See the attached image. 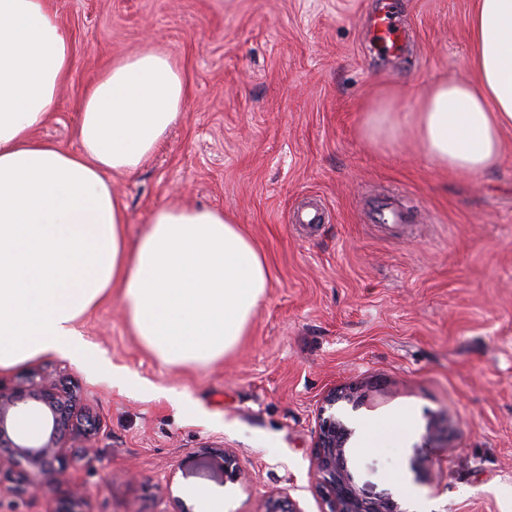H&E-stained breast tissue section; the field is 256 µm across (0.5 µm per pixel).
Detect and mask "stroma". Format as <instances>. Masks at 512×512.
Returning a JSON list of instances; mask_svg holds the SVG:
<instances>
[{"instance_id": "1", "label": "stroma", "mask_w": 512, "mask_h": 512, "mask_svg": "<svg viewBox=\"0 0 512 512\" xmlns=\"http://www.w3.org/2000/svg\"><path fill=\"white\" fill-rule=\"evenodd\" d=\"M393 3L405 42L391 53L367 34L380 0H56L74 64L37 137L78 149V103L100 71L168 54L187 84L179 116L141 170L112 177L128 233L167 202L222 209L264 253L270 286L217 365L160 364L115 301L80 324L107 370L52 354L1 372L5 388L35 372L75 385L101 434L38 488L0 471V512H56L77 485L87 512H200L197 487L223 490L222 512L277 491L324 512L311 453L335 387L358 390L335 410L363 493L402 512H512V131L477 178L438 172L406 130L370 137L379 87L395 89L394 115L469 75L472 0ZM382 196L408 204L401 231L369 222ZM311 198L330 221L291 223ZM125 371L135 384L115 380ZM399 415L404 430L366 448ZM435 419L451 421L450 445L428 440ZM206 445L233 450L250 482L225 481L219 458L198 457Z\"/></svg>"}]
</instances>
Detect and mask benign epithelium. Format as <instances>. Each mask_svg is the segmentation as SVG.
Masks as SVG:
<instances>
[{
	"mask_svg": "<svg viewBox=\"0 0 512 512\" xmlns=\"http://www.w3.org/2000/svg\"><path fill=\"white\" fill-rule=\"evenodd\" d=\"M356 392L333 390L324 398L317 422V441L313 450V470L320 477L322 494L329 507L327 512H402L390 496L368 497L353 484L347 469L346 447L351 430L331 412L340 401L352 402ZM19 414H37L44 420L45 433L39 440L18 434L11 426ZM101 431L95 421L83 424L77 411V394L70 388L58 386L45 377L34 376L15 386L0 387V470L15 469L24 480L49 472H61L66 467L65 451L69 443L84 441V450L91 448L93 437ZM427 435L436 442L450 441L449 421L431 424ZM201 454L224 461V477L244 484L248 474L239 466L236 455L224 449L220 452L206 447ZM256 512H300L295 500L283 492L263 499Z\"/></svg>",
	"mask_w": 512,
	"mask_h": 512,
	"instance_id": "benign-epithelium-1",
	"label": "benign epithelium"
}]
</instances>
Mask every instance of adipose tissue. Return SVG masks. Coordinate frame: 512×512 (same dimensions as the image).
<instances>
[{"label": "adipose tissue", "instance_id": "obj_1", "mask_svg": "<svg viewBox=\"0 0 512 512\" xmlns=\"http://www.w3.org/2000/svg\"><path fill=\"white\" fill-rule=\"evenodd\" d=\"M468 30L470 77L434 83L400 124L437 170L480 176L512 129V0H472ZM72 66L53 0H0V372L49 354L104 370L80 321L113 299L161 364L219 363L266 300L265 256L234 217L177 203L130 238L110 180L154 155L183 76L150 48L113 61L80 99L67 151L35 132Z\"/></svg>", "mask_w": 512, "mask_h": 512}]
</instances>
